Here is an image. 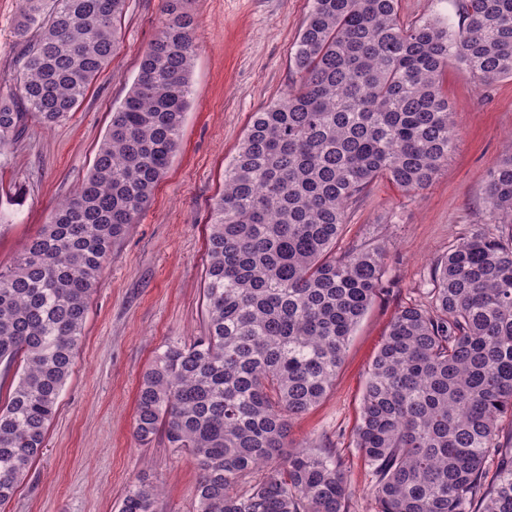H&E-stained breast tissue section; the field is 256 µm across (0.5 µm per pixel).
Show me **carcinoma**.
Returning <instances> with one entry per match:
<instances>
[{
    "mask_svg": "<svg viewBox=\"0 0 512 512\" xmlns=\"http://www.w3.org/2000/svg\"><path fill=\"white\" fill-rule=\"evenodd\" d=\"M129 0H20V72L0 99V156L31 118L67 120L108 67ZM165 0L139 74L92 168L0 270V504L44 447L88 302L180 145L194 18ZM453 29L400 22L397 0H312L291 62L298 86L253 113L209 215L206 328L165 343L143 373L134 433L188 451L196 512H348L334 453L288 450L291 421L330 392L349 338L385 289L383 249L336 252L351 205L380 179L429 186L455 148L443 79L512 78V0H464ZM500 226L456 239L428 305L401 307L369 370L356 448L379 512H512V154L487 174ZM497 460L493 478L487 464ZM140 480L119 512H156Z\"/></svg>",
    "mask_w": 512,
    "mask_h": 512,
    "instance_id": "obj_1",
    "label": "carcinoma"
}]
</instances>
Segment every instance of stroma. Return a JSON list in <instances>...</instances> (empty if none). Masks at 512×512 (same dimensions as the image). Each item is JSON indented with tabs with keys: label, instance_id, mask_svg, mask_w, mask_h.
I'll use <instances>...</instances> for the list:
<instances>
[{
	"label": "stroma",
	"instance_id": "1",
	"mask_svg": "<svg viewBox=\"0 0 512 512\" xmlns=\"http://www.w3.org/2000/svg\"><path fill=\"white\" fill-rule=\"evenodd\" d=\"M310 6L311 0H184L197 52L181 147L103 268L46 445L0 512H117L125 488L143 478L161 485L160 512H195L197 466L187 452L169 448L164 434L147 444L136 439V392L165 342L204 331L210 207L253 112L296 83L290 59ZM18 9L19 0H0V97L16 85ZM163 9V0H129L112 61L77 112L51 127L29 121L0 163V269L14 264L87 176ZM399 15L406 23L434 15L455 28L461 0H399ZM444 90L456 141L433 182L406 196L377 181L349 211L338 248L381 245L389 292L355 328L333 389L294 420L288 438L290 447L326 448L346 460L355 489L349 512L378 510L355 446L369 367L398 309L428 303L434 262L456 238L488 223L486 174L512 153V79L481 85L452 61Z\"/></svg>",
	"mask_w": 512,
	"mask_h": 512
}]
</instances>
